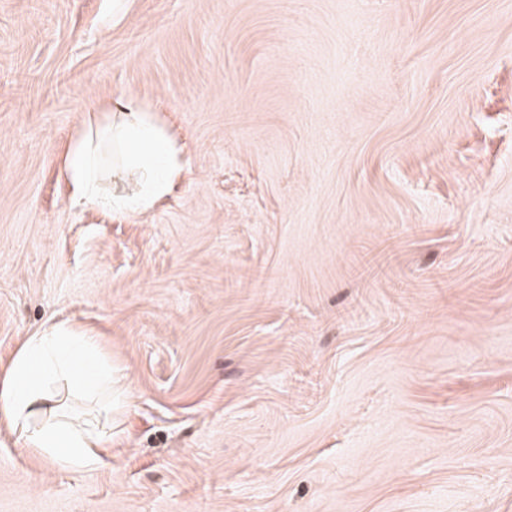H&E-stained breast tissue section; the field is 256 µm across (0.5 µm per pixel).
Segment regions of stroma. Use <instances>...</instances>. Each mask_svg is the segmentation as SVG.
<instances>
[{"instance_id":"obj_1","label":"stroma","mask_w":512,"mask_h":512,"mask_svg":"<svg viewBox=\"0 0 512 512\" xmlns=\"http://www.w3.org/2000/svg\"><path fill=\"white\" fill-rule=\"evenodd\" d=\"M185 146L80 209L89 103ZM91 329L100 464L0 512H512V0H0V369ZM112 141L109 171L112 190L106 193L98 170L101 141ZM121 157L115 160V150ZM182 148L151 115L133 101H117L110 114L77 139L64 155L71 201L78 206L105 207L133 217L153 212L166 200L184 171ZM134 184L128 191L125 185Z\"/></svg>"}]
</instances>
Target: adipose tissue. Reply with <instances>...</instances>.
<instances>
[{
  "instance_id": "obj_1",
  "label": "adipose tissue",
  "mask_w": 512,
  "mask_h": 512,
  "mask_svg": "<svg viewBox=\"0 0 512 512\" xmlns=\"http://www.w3.org/2000/svg\"><path fill=\"white\" fill-rule=\"evenodd\" d=\"M75 205L133 217L153 212L184 171L174 138L133 101H118L64 155ZM80 395L93 407L82 416L63 408ZM112 365L88 330L63 321L29 337L0 377V421L20 442L63 467L99 465L112 420Z\"/></svg>"
}]
</instances>
